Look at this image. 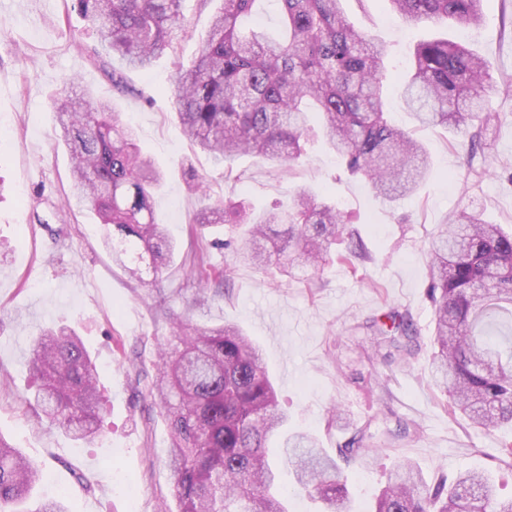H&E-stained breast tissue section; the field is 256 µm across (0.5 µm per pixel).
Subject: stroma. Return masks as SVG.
<instances>
[{"label": "stroma", "mask_w": 512, "mask_h": 512, "mask_svg": "<svg viewBox=\"0 0 512 512\" xmlns=\"http://www.w3.org/2000/svg\"><path fill=\"white\" fill-rule=\"evenodd\" d=\"M219 0H184L173 47L148 72L127 69L128 92L115 91L90 61L96 43L71 0H0V440L36 462L46 477L37 497L67 493L73 512H161L175 506L167 467L172 443L164 410L149 395L160 350L176 356L175 320L200 328L237 325L263 351L289 431L315 434L328 454L368 418L395 428L419 424L416 437L389 438L377 457L350 464L348 512H372L378 489L400 462L431 479L468 468L490 471L500 498L512 497V463L497 461L504 428L486 432L451 415L433 385V306L427 295L430 241L460 206L512 229V0H483L484 20L468 28L426 23L407 28L388 0H345L355 27L389 49L385 106L395 125L416 131L431 159L419 190L389 203L349 175L314 139L293 173L238 159L239 181L192 150L174 115L175 62L190 63L206 40ZM491 60L500 90L486 104L498 122L479 145L467 133L418 126L396 86L418 42L439 34ZM76 77L93 97L113 103L136 131L142 153L166 172L155 198L159 223L177 243L160 274L132 279L112 261L103 226L70 191L68 152L50 98ZM494 175H483L487 165ZM206 174L214 198L253 211L288 206L296 185L327 195L371 255L357 274L330 262L300 281L276 269L235 261L242 228L202 230L193 222L205 199L189 192L190 171ZM231 268L228 282L218 280ZM386 305L408 310L420 350L409 363L386 362L364 329ZM46 326L69 327L94 359L103 403L99 435L77 441L50 426L30 397L32 340ZM337 419H330V411Z\"/></svg>", "instance_id": "stroma-1"}]
</instances>
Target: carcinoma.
Masks as SVG:
<instances>
[{
    "instance_id": "cac0c4a2",
    "label": "carcinoma",
    "mask_w": 512,
    "mask_h": 512,
    "mask_svg": "<svg viewBox=\"0 0 512 512\" xmlns=\"http://www.w3.org/2000/svg\"><path fill=\"white\" fill-rule=\"evenodd\" d=\"M182 0H75L101 47L132 69L146 70L172 48ZM256 0H223L209 35L189 66L174 62V108L193 147L224 163L251 156L294 163L315 136L309 109L321 117L330 147L346 169L369 181L388 202L412 193L430 169L426 149L384 112L386 44L364 35L343 0H280L285 40L246 31L242 19ZM406 25L482 21V0H388ZM493 64L466 46L439 39L419 43L401 97L422 125L465 131L489 129L486 99L499 90ZM59 137L72 164V194L115 228L112 259L137 275L138 259L158 273L175 246L157 222L153 195L164 179L135 144V130L112 103L66 92L52 100ZM200 226L246 224L237 259L273 265L282 275L316 271L332 257L351 270L370 260L346 230L336 204L301 187L279 212L255 214L221 200L195 216ZM344 252L331 248L342 235ZM429 296L434 306L432 376L454 414L485 430L512 428V233L466 207L441 225L431 241ZM374 347L407 363L418 351L411 314L390 307L366 321ZM177 359L161 354L152 394L167 413L171 472L178 512H288L278 495L281 465L294 470L302 490L322 512H346L348 488L336 457L304 432H282L274 384L261 349L231 324L199 329L181 321ZM31 370L40 380L37 403L49 424L76 440L99 430L96 367L72 330H43ZM367 421L337 443V457L364 460L376 438ZM43 479L40 466L0 441V512L21 501ZM32 512H69L66 494ZM374 512H512V498L496 496L491 475L468 470L429 480L412 462L396 467L377 496Z\"/></svg>"
}]
</instances>
